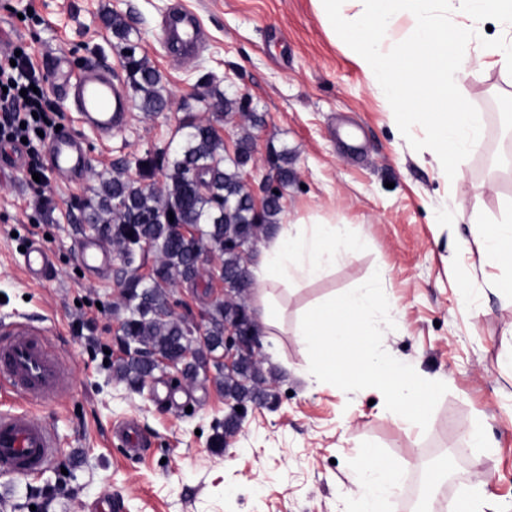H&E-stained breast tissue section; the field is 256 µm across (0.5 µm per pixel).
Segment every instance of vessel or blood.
Wrapping results in <instances>:
<instances>
[{
  "label": "vessel or blood",
  "instance_id": "1",
  "mask_svg": "<svg viewBox=\"0 0 512 512\" xmlns=\"http://www.w3.org/2000/svg\"><path fill=\"white\" fill-rule=\"evenodd\" d=\"M160 34L172 59L179 63L195 55L202 39L196 17L181 10L163 19ZM52 86L99 136L111 137L129 119L127 97L116 74L93 68L77 74L61 59L53 69ZM50 154L53 170L62 180L72 183L84 178L88 159L79 138L53 137ZM23 265L28 275L38 280L50 269L52 260L44 248L35 246L25 254ZM0 381L8 383L24 401H47L67 392L68 367L41 328L19 326L0 336ZM55 445L51 428L35 421L29 412H0V472L23 476L41 472L52 463Z\"/></svg>",
  "mask_w": 512,
  "mask_h": 512
}]
</instances>
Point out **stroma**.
<instances>
[{"label": "stroma", "instance_id": "35a3bbf8", "mask_svg": "<svg viewBox=\"0 0 512 512\" xmlns=\"http://www.w3.org/2000/svg\"><path fill=\"white\" fill-rule=\"evenodd\" d=\"M193 13L204 40L187 64L171 62L159 25L172 10ZM128 20L138 52L162 75L167 109L149 116L130 98L122 134L99 139L76 112L51 96L61 134L80 135L89 171L78 183L52 171H0V331L18 323L45 329L67 358L70 391L29 405L56 436L52 464L31 477L0 473V512H96L119 500L121 512H356L354 471L378 451L404 475L386 512H414L411 483L418 470L478 468L430 512H452L457 497L478 492L499 512H512V307L498 288L512 269L481 255L478 231L512 218V74L477 63L459 85L484 115L481 140L454 178L429 150H413L384 97L323 25L314 0H0V39L22 46L50 73L57 57L72 69H122L119 41L103 17ZM212 75L206 84L204 75ZM248 95L264 123L244 178L255 198L275 152L287 151L295 177L282 191L280 221L338 224L361 240L354 258L337 260L324 276L281 295L287 319L262 354L275 368L274 408L250 410L239 431L219 443L229 404L212 379L186 381L168 370L129 388L112 377L121 357L123 263L113 256L98 278L82 269L80 248L95 240L82 219L83 202L99 187L98 172L124 161L130 175L148 149L165 147L180 120L211 119L212 89ZM45 244L53 266L39 283L23 270L24 247ZM379 273L396 300L395 329L383 346L411 359L419 375L443 381L447 393L427 429L385 419L380 391L344 392L316 384L309 356L293 333L302 315L333 293ZM221 283L176 288L177 314L190 319L222 297ZM135 421L147 446L129 458L115 429ZM480 429L487 447H472ZM58 490L55 497L43 486Z\"/></svg>", "mask_w": 512, "mask_h": 512}]
</instances>
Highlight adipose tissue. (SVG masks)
I'll return each instance as SVG.
<instances>
[{
  "mask_svg": "<svg viewBox=\"0 0 512 512\" xmlns=\"http://www.w3.org/2000/svg\"><path fill=\"white\" fill-rule=\"evenodd\" d=\"M359 248L358 242L342 240L335 225L322 223L311 224L306 230L296 224H282L260 241L252 264L259 286L252 291L251 307L261 335H270L282 319L274 287H301L319 278L337 259L355 255ZM353 482L358 512H382L384 503L402 487L399 472L376 452L366 459Z\"/></svg>",
  "mask_w": 512,
  "mask_h": 512,
  "instance_id": "ef3b65f1",
  "label": "adipose tissue"
}]
</instances>
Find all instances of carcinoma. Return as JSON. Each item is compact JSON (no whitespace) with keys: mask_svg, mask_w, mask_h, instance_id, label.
I'll use <instances>...</instances> for the list:
<instances>
[{"mask_svg":"<svg viewBox=\"0 0 512 512\" xmlns=\"http://www.w3.org/2000/svg\"><path fill=\"white\" fill-rule=\"evenodd\" d=\"M108 23L122 41L130 87L141 109L148 114L163 111L167 97L161 76L145 57L137 55L138 42L130 38L126 18L114 13ZM211 97L218 108L213 113L215 120L202 122L186 114L177 128V147L172 151L156 148L139 161L146 173L162 172L161 190L131 177L128 165H117L101 173L96 200L85 202L83 210L88 227L108 237L124 263L118 310L127 354L114 364L116 379L139 387L156 371L167 368L165 360L176 357L178 365L195 375L212 366L217 388L241 407L269 396L267 375L260 360H243L234 368H224V323H235L244 332L252 329L245 301L252 282L240 270L246 246L276 226L280 197L260 210L254 207L244 183V171L254 153L251 134L238 139L233 153L224 149L220 134L224 117L238 112L255 125L263 123L250 111V98L229 99L217 89ZM272 169L278 183L288 185L292 177L288 153L279 154ZM174 223L187 227L188 233L174 235ZM204 248L220 259L206 273L197 264ZM149 252L156 256V263L149 275H140L135 263ZM204 274L224 284L230 294L207 310L206 340L201 343L190 321L172 310L170 294L180 285L196 284Z\"/></svg>","mask_w":512,"mask_h":512,"instance_id":"cac0c4a2","label":"carcinoma"}]
</instances>
